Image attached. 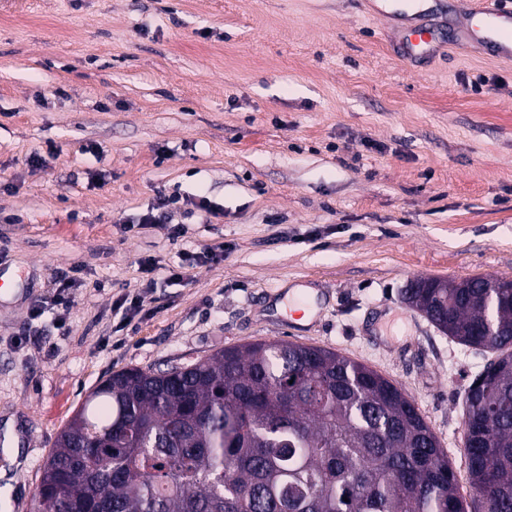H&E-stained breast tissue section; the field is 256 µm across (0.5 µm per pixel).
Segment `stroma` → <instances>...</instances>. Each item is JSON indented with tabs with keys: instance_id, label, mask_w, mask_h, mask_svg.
Returning <instances> with one entry per match:
<instances>
[{
	"instance_id": "stroma-1",
	"label": "stroma",
	"mask_w": 512,
	"mask_h": 512,
	"mask_svg": "<svg viewBox=\"0 0 512 512\" xmlns=\"http://www.w3.org/2000/svg\"><path fill=\"white\" fill-rule=\"evenodd\" d=\"M407 19L387 0H0V421L25 459L0 512H35L59 433L112 373L275 340L402 388L472 496L462 408L493 354L401 291L512 279V59L402 58ZM161 193L217 216L177 236L135 223ZM218 243L224 262L171 280ZM71 269L65 323L32 318ZM294 289L314 304L304 325Z\"/></svg>"
}]
</instances>
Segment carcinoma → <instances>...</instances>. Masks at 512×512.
<instances>
[{"mask_svg": "<svg viewBox=\"0 0 512 512\" xmlns=\"http://www.w3.org/2000/svg\"><path fill=\"white\" fill-rule=\"evenodd\" d=\"M424 282L409 307L497 352L464 399L470 501L401 388L279 340L112 374L58 435L37 512H512V279Z\"/></svg>", "mask_w": 512, "mask_h": 512, "instance_id": "carcinoma-1", "label": "carcinoma"}]
</instances>
